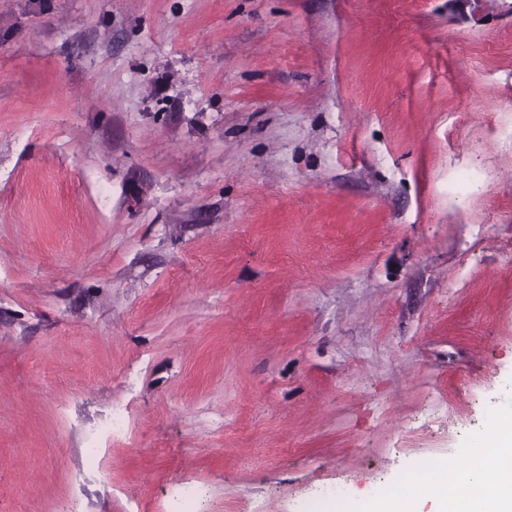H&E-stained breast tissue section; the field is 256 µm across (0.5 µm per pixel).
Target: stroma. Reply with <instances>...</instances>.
I'll list each match as a JSON object with an SVG mask.
<instances>
[{"mask_svg": "<svg viewBox=\"0 0 512 512\" xmlns=\"http://www.w3.org/2000/svg\"><path fill=\"white\" fill-rule=\"evenodd\" d=\"M507 411L512 0H0V512L386 510Z\"/></svg>", "mask_w": 512, "mask_h": 512, "instance_id": "1", "label": "stroma"}]
</instances>
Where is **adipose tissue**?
Returning <instances> with one entry per match:
<instances>
[{
	"label": "adipose tissue",
	"mask_w": 512,
	"mask_h": 512,
	"mask_svg": "<svg viewBox=\"0 0 512 512\" xmlns=\"http://www.w3.org/2000/svg\"><path fill=\"white\" fill-rule=\"evenodd\" d=\"M489 442L493 454L476 451L467 479L452 469L434 471L428 498L442 508L456 501L459 512H512V420H499Z\"/></svg>",
	"instance_id": "obj_1"
}]
</instances>
